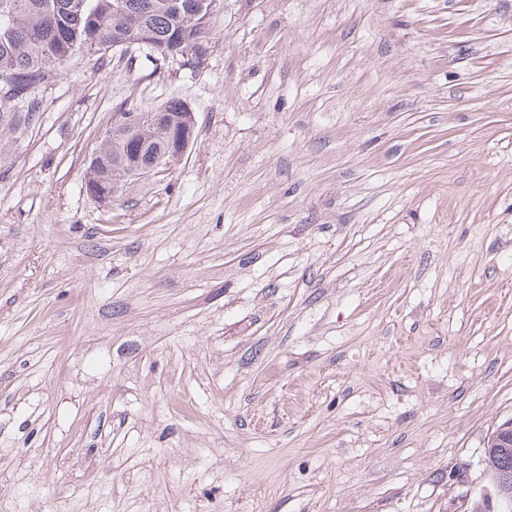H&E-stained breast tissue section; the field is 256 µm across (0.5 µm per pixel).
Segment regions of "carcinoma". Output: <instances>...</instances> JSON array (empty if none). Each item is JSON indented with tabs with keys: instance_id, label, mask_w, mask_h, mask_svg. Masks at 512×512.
I'll return each instance as SVG.
<instances>
[{
	"instance_id": "carcinoma-1",
	"label": "carcinoma",
	"mask_w": 512,
	"mask_h": 512,
	"mask_svg": "<svg viewBox=\"0 0 512 512\" xmlns=\"http://www.w3.org/2000/svg\"><path fill=\"white\" fill-rule=\"evenodd\" d=\"M207 13L189 15L168 0H0V80L16 74V100L27 101L17 110L0 98V126L11 131L29 124L36 113L32 93L61 76L68 57L89 46L107 51L132 31L148 36L156 59L188 52L192 65L205 61L210 35ZM169 129L176 135L190 121L188 108L172 99L162 106ZM130 144L102 140L98 163L89 164L90 183H112L125 176L124 160ZM490 478L489 493L472 502L471 512H488V494L496 492V480L512 472V451L492 449L485 454Z\"/></svg>"
}]
</instances>
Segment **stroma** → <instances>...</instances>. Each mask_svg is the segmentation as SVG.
Here are the masks:
<instances>
[{"mask_svg": "<svg viewBox=\"0 0 512 512\" xmlns=\"http://www.w3.org/2000/svg\"><path fill=\"white\" fill-rule=\"evenodd\" d=\"M0 134V512H466L512 419V0H219ZM181 161L87 194L113 113Z\"/></svg>", "mask_w": 512, "mask_h": 512, "instance_id": "obj_1", "label": "stroma"}]
</instances>
